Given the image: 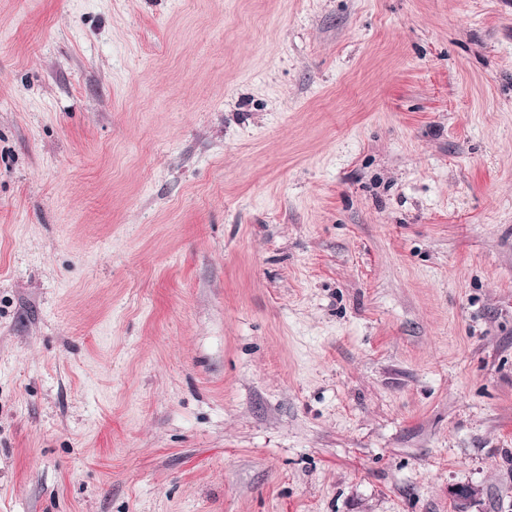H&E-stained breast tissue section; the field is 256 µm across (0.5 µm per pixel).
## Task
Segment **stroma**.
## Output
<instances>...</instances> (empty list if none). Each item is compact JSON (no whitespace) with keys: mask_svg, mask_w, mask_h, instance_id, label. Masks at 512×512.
I'll return each mask as SVG.
<instances>
[{"mask_svg":"<svg viewBox=\"0 0 512 512\" xmlns=\"http://www.w3.org/2000/svg\"><path fill=\"white\" fill-rule=\"evenodd\" d=\"M512 512V0H0V512Z\"/></svg>","mask_w":512,"mask_h":512,"instance_id":"1","label":"stroma"}]
</instances>
